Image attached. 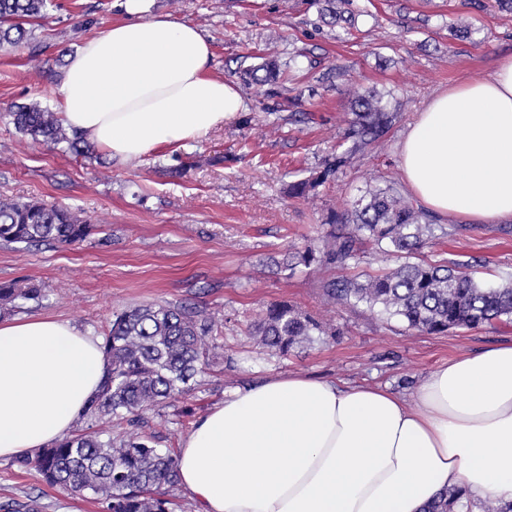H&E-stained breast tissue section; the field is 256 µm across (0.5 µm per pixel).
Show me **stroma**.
I'll use <instances>...</instances> for the list:
<instances>
[{
  "mask_svg": "<svg viewBox=\"0 0 512 512\" xmlns=\"http://www.w3.org/2000/svg\"><path fill=\"white\" fill-rule=\"evenodd\" d=\"M113 2L52 0L33 30L39 54L25 45L0 49V198L56 204L94 224L76 245L0 243V284L37 285L43 298L25 303L24 315L66 320L98 338L113 314L146 303L191 304L219 319L221 328L218 356L192 395L147 412L141 425L107 418L99 431L153 436L160 447L176 449L225 392L271 374L404 393L451 359L512 341V321L438 335L412 332L366 304H329L321 288L328 269L280 266L285 254L320 246L331 212L369 190L402 188L396 152L409 124L437 89L489 73L512 53V14H478L462 0H355L357 28L338 36L313 34L317 9L306 0H154V12L191 22L210 38V71L228 82H236L238 62L311 52L316 68L288 74L289 95L306 97L302 121L256 111V93L245 88L244 112L141 160L118 163L103 152L87 159L33 142L16 130L9 108L36 103L59 111L56 88L67 58L81 41L120 21ZM464 26L471 39H453L451 28ZM336 63L345 75L326 78ZM357 91L383 94L396 120L383 139L356 152L344 134ZM348 150L352 160L334 182L303 198L288 195L290 183L318 171L331 153ZM173 166L183 167V175L172 176ZM421 257L463 264L489 284L511 280L512 223L449 230ZM272 301L318 317L336 336L317 337L287 356L259 346L252 326ZM30 500L39 512H98L91 499L61 493L34 468L0 460V504Z\"/></svg>",
  "mask_w": 512,
  "mask_h": 512,
  "instance_id": "35a3bbf8",
  "label": "stroma"
}]
</instances>
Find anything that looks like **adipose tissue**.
<instances>
[{"label": "adipose tissue", "mask_w": 512, "mask_h": 512, "mask_svg": "<svg viewBox=\"0 0 512 512\" xmlns=\"http://www.w3.org/2000/svg\"><path fill=\"white\" fill-rule=\"evenodd\" d=\"M69 55L70 133L122 163L207 134L244 109L210 72V41L153 0ZM410 193L443 221L512 222V55L438 89L397 148ZM107 371L101 342L43 316L0 320V459L67 435ZM198 512H423L455 487L512 501V342L443 364L409 394L300 373L228 393L177 453Z\"/></svg>", "instance_id": "obj_1"}]
</instances>
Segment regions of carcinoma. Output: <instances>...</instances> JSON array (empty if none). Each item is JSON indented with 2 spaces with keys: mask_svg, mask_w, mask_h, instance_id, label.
<instances>
[{
  "mask_svg": "<svg viewBox=\"0 0 512 512\" xmlns=\"http://www.w3.org/2000/svg\"><path fill=\"white\" fill-rule=\"evenodd\" d=\"M353 0H313L318 7L317 28L329 25L348 29L355 22ZM477 12L494 3L512 12V0H463ZM50 0H0V47L25 40V25L44 18ZM245 86L259 85L275 99L281 70L275 59L239 66L235 71ZM348 135L356 150L378 141L390 128L394 113L384 96L358 93L353 101ZM16 128L34 141L65 142L77 154H93L91 145L69 134L55 112L36 103L11 112ZM351 152L324 159L311 178L292 183L289 193L302 197L331 181L350 159ZM325 223L322 248H308L283 259L285 268L314 264L344 268L356 258L359 245L370 241L402 260L399 265L363 281L327 279L322 288L333 304L365 303L400 318L409 331L440 334L454 329H474L502 319H512V281L498 286L477 280L446 260L412 262L437 235H447L434 217L407 200L394 187L369 191ZM93 230L91 220L40 201L0 200V241L25 245H71L84 241ZM42 298L34 285H0V314H11L26 301ZM215 317L192 305L146 304L114 315L101 343L108 369L98 396L71 433L40 448L22 460L43 481L71 496L91 495L101 512H170L171 490L177 486V458L170 448L150 439H102L96 429L106 416L141 421L147 412L187 395L196 377L216 355ZM326 334L312 315L286 302H271L252 326L260 345L288 355ZM462 491L441 493L425 512H461Z\"/></svg>",
  "mask_w": 512,
  "mask_h": 512,
  "instance_id": "obj_1",
  "label": "carcinoma"
}]
</instances>
